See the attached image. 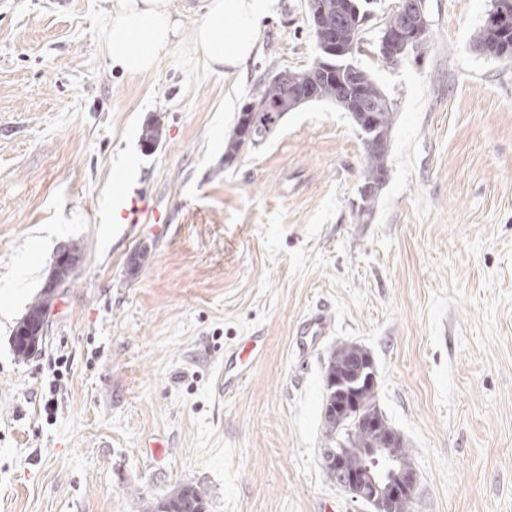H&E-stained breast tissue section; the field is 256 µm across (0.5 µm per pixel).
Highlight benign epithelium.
<instances>
[{"instance_id": "7a95c632", "label": "benign epithelium", "mask_w": 512, "mask_h": 512, "mask_svg": "<svg viewBox=\"0 0 512 512\" xmlns=\"http://www.w3.org/2000/svg\"><path fill=\"white\" fill-rule=\"evenodd\" d=\"M309 12L316 20L323 19L330 25L328 31L318 30L319 40L325 51L331 55L349 58L356 48V42L342 41L339 31L336 30V20L328 13L325 3L321 0H309ZM486 23L492 28L502 27L512 23V13L502 6L495 7L487 13ZM425 33L426 28L408 22L387 29L379 43L382 59L395 60L398 49L422 39ZM80 260L81 256L68 248L61 249L55 257L53 271L46 280L44 289L54 292L61 282L71 276ZM357 404L355 397L338 392L328 399L324 416L336 420V427L339 428ZM364 424L379 433L377 440L368 448H347L345 452L358 454L367 460H387L390 466L389 476L385 478L369 466L361 470H350L345 467L341 453L331 455L328 460L331 474L336 484L350 494L353 500L372 507L373 512H395L400 504L412 500L419 484L418 474L412 467L398 465L389 453V448L402 441L398 432L390 429L382 418L374 415L366 418Z\"/></svg>"}]
</instances>
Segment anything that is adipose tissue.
Listing matches in <instances>:
<instances>
[{"label": "adipose tissue", "mask_w": 512, "mask_h": 512, "mask_svg": "<svg viewBox=\"0 0 512 512\" xmlns=\"http://www.w3.org/2000/svg\"><path fill=\"white\" fill-rule=\"evenodd\" d=\"M266 0H201L191 56L216 71L240 69L257 42ZM105 38L111 67L130 76L152 72L179 38L183 21L173 0H113Z\"/></svg>", "instance_id": "obj_1"}]
</instances>
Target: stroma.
<instances>
[{
    "label": "stroma",
    "mask_w": 512,
    "mask_h": 512,
    "mask_svg": "<svg viewBox=\"0 0 512 512\" xmlns=\"http://www.w3.org/2000/svg\"><path fill=\"white\" fill-rule=\"evenodd\" d=\"M268 2L237 73L180 39L129 77L105 57L109 0H0V512H142L186 482L207 512H369L321 465L345 342L418 472L408 512H512V62L472 49L494 0H423L427 47L396 65L378 38L399 0L373 6L351 61L395 121L364 224L361 138L335 104L224 162L244 101L317 55L307 0ZM74 242L44 344L18 358L13 329ZM246 336L260 356L216 396ZM260 337L247 336L245 339L244 349L249 345L251 350L255 349ZM244 349L237 355L230 353L224 355V372L218 375L215 380V391L219 396H223L225 392H229L239 387L242 381L246 378L249 371V365L243 362Z\"/></svg>",
    "instance_id": "1"
}]
</instances>
